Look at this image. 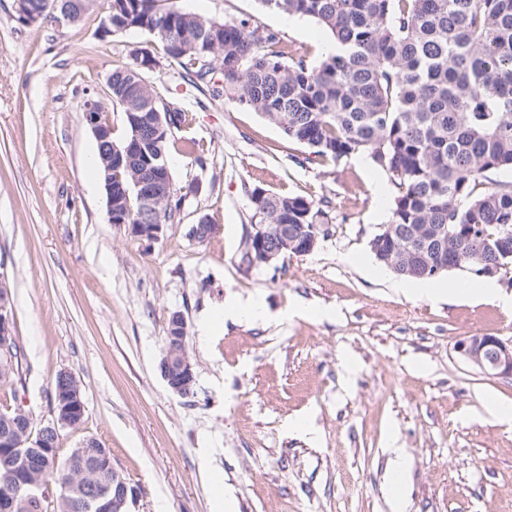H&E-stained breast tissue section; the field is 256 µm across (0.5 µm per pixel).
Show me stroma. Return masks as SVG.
Segmentation results:
<instances>
[{
  "instance_id": "stroma-1",
  "label": "stroma",
  "mask_w": 512,
  "mask_h": 512,
  "mask_svg": "<svg viewBox=\"0 0 512 512\" xmlns=\"http://www.w3.org/2000/svg\"><path fill=\"white\" fill-rule=\"evenodd\" d=\"M173 3L254 19L314 63L332 42L316 21L259 0ZM107 8L95 0L59 27L21 22L13 0H0V271L26 356L21 384L0 385V413L50 419L53 381L71 373L85 416L60 430L61 451L86 438L108 448L138 493L136 512H213L228 494L236 512H512V423L484 410L512 403V379L484 375L455 349L467 335L512 340V310L396 291L369 247L393 184L367 155L308 162L261 114L162 58L146 83L192 115L183 133L210 152L202 164L171 155L187 198L160 240L109 223L84 105L155 40L102 36ZM258 188L327 202L329 233L312 253L240 267ZM203 216L217 230L199 242L189 228ZM252 300L263 319L237 314ZM176 312L191 397L171 392L159 369ZM397 448L410 467L395 488Z\"/></svg>"
}]
</instances>
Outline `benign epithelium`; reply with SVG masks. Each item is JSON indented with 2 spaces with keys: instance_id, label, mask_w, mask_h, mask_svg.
<instances>
[{
  "instance_id": "benign-epithelium-1",
  "label": "benign epithelium",
  "mask_w": 512,
  "mask_h": 512,
  "mask_svg": "<svg viewBox=\"0 0 512 512\" xmlns=\"http://www.w3.org/2000/svg\"><path fill=\"white\" fill-rule=\"evenodd\" d=\"M85 123L92 130L99 144L104 146L100 155L106 171L104 189L107 196L108 221L124 223L128 211L129 194L138 198L142 210L149 216L162 215V206L170 200V187L167 182L169 164L161 161V156L147 161L146 166L138 165L139 152L149 141L161 140L166 137L167 129L159 112H128L126 120L132 128L130 140L117 144L112 141V126L102 102L94 99L86 101L83 112ZM125 158L131 175L129 189L120 195L112 194V160ZM166 222L158 220L156 224H133L132 233L143 241L153 243L161 238ZM283 244L301 254L311 253L318 245L320 236L327 232L324 227L315 226L312 234L304 241H299L288 225H279ZM262 237L255 236L254 231L247 233L242 252L241 263L247 268L262 264L254 258V250ZM178 343L164 352L160 363L161 374L169 389L177 395H188L195 385V372L185 347L187 326L184 317L173 314ZM13 317L9 307L7 282L0 273V369L8 370L6 362L10 360L9 340L12 338ZM456 349L458 353L473 367L491 377L512 378V342H504L496 336L472 335L461 339ZM66 384L60 390L57 407L52 410V418L42 425L36 440L28 437V429L24 428L26 414L16 413L13 418H4L0 426V446L8 449L13 456L42 455L48 451L59 454V431L73 425L75 416L84 417L85 406L80 385L73 375L64 373ZM30 474L13 469L0 472V512H12L13 501L9 490L17 483L29 482ZM92 500L100 504V512H131L130 506L137 501L136 490L129 485L116 470L112 471V486L98 490Z\"/></svg>"
}]
</instances>
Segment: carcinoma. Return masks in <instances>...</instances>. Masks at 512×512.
<instances>
[{
    "label": "carcinoma",
    "mask_w": 512,
    "mask_h": 512,
    "mask_svg": "<svg viewBox=\"0 0 512 512\" xmlns=\"http://www.w3.org/2000/svg\"><path fill=\"white\" fill-rule=\"evenodd\" d=\"M263 7L308 17L333 37L336 52L313 65L279 34L250 19L222 22L185 12L165 0H112V34L144 29L194 86L260 113L289 140L335 165L365 154L395 188L383 243L401 259L387 265L404 278H439L463 262L475 274L512 270V182L491 174L512 170V0H260ZM154 52L133 54L112 70V101L124 112H169L174 131L151 155L180 152L204 162L194 138L175 139L188 113L160 102L147 106L142 72ZM251 223L277 225L298 237L329 223L323 206L303 196L252 194ZM13 368L0 384L22 381L25 358L11 341ZM108 451L97 442L74 448L38 469L59 495L57 512H94L89 495L112 483ZM14 512H42L41 499L21 484Z\"/></svg>",
    "instance_id": "carcinoma-1"
}]
</instances>
